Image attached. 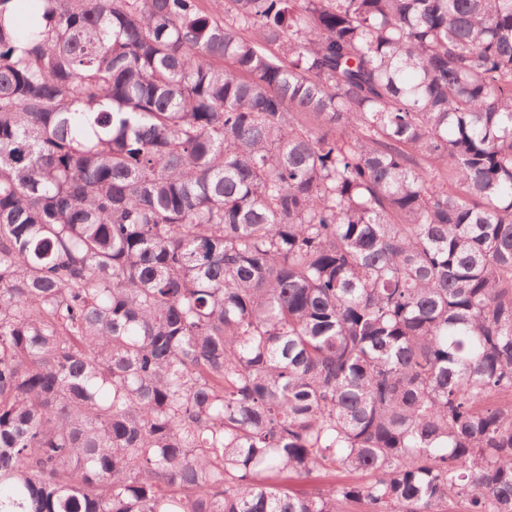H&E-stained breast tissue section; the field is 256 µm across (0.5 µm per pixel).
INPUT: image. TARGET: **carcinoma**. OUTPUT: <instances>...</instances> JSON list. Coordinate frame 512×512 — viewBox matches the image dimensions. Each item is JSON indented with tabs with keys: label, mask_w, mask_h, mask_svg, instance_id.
<instances>
[{
	"label": "carcinoma",
	"mask_w": 512,
	"mask_h": 512,
	"mask_svg": "<svg viewBox=\"0 0 512 512\" xmlns=\"http://www.w3.org/2000/svg\"><path fill=\"white\" fill-rule=\"evenodd\" d=\"M0 512H512V0H0Z\"/></svg>",
	"instance_id": "carcinoma-1"
}]
</instances>
